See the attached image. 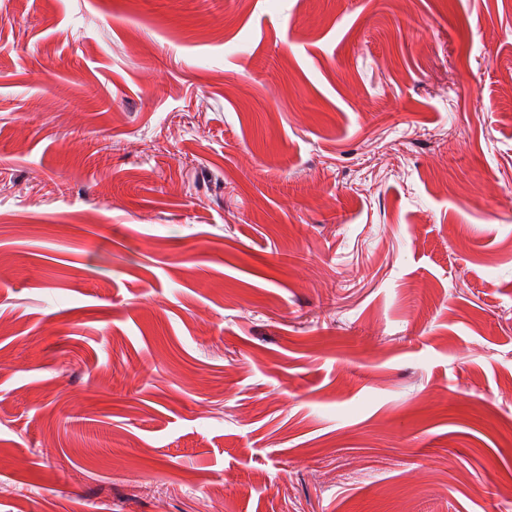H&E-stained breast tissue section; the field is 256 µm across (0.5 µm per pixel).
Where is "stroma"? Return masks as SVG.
Instances as JSON below:
<instances>
[{
  "label": "stroma",
  "instance_id": "stroma-1",
  "mask_svg": "<svg viewBox=\"0 0 512 512\" xmlns=\"http://www.w3.org/2000/svg\"><path fill=\"white\" fill-rule=\"evenodd\" d=\"M512 0H0V512H512Z\"/></svg>",
  "mask_w": 512,
  "mask_h": 512
}]
</instances>
